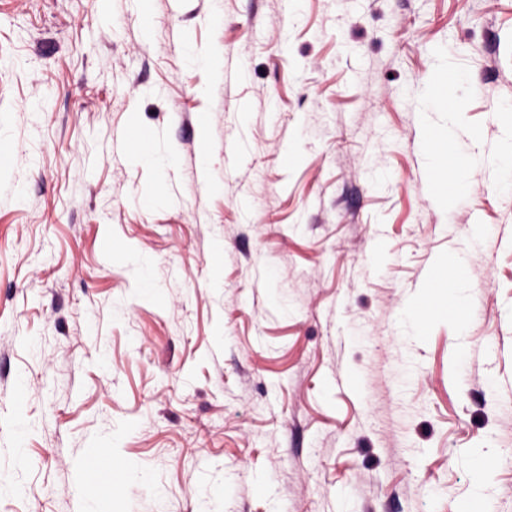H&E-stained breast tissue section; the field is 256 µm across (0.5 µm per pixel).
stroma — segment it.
<instances>
[{"mask_svg":"<svg viewBox=\"0 0 512 512\" xmlns=\"http://www.w3.org/2000/svg\"><path fill=\"white\" fill-rule=\"evenodd\" d=\"M511 139L512 0H0V512H512ZM426 288L417 303L422 314L431 315L437 311L448 313V310L453 309L448 294V288H451L448 273H441L433 278ZM81 475L84 483L105 490L120 487L126 479L125 469L116 465L112 457L105 453L87 458L82 465Z\"/></svg>","mask_w":512,"mask_h":512,"instance_id":"obj_1","label":"stroma"}]
</instances>
